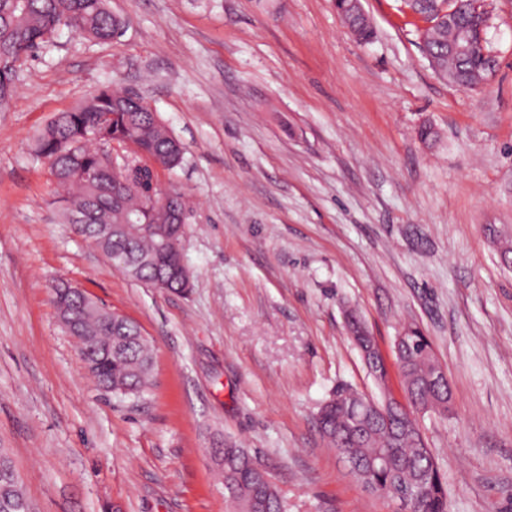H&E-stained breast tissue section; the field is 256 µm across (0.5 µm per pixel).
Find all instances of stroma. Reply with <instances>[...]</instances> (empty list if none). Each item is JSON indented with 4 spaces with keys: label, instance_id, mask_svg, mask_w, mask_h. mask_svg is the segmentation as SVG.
Here are the masks:
<instances>
[{
    "label": "stroma",
    "instance_id": "35a3bbf8",
    "mask_svg": "<svg viewBox=\"0 0 512 512\" xmlns=\"http://www.w3.org/2000/svg\"><path fill=\"white\" fill-rule=\"evenodd\" d=\"M122 37L61 29L0 112V449L31 512H231L216 448L265 465L288 512H394L316 423L380 391L348 337L429 336L447 414L417 413L448 512H512V0H488L486 84L460 88L401 0H110ZM142 96L183 148L161 174L189 211V294L114 267L59 220L38 133L101 86ZM436 131L422 141L420 126ZM64 280L155 353L137 396L98 388L61 325Z\"/></svg>",
    "mask_w": 512,
    "mask_h": 512
}]
</instances>
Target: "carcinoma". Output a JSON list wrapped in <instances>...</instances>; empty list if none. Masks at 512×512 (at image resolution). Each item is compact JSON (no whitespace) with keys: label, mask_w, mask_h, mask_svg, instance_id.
Returning a JSON list of instances; mask_svg holds the SVG:
<instances>
[{"label":"carcinoma","mask_w":512,"mask_h":512,"mask_svg":"<svg viewBox=\"0 0 512 512\" xmlns=\"http://www.w3.org/2000/svg\"><path fill=\"white\" fill-rule=\"evenodd\" d=\"M445 0H407L405 6L432 26L424 29L421 49L438 72L460 87H469L480 74L484 56L448 54V15ZM66 27L95 41L123 35L125 21L112 13L109 0H0V112L14 95L17 64L49 46ZM36 154L65 195L61 216L65 224H81V235L112 256L121 268L126 255L134 266L121 268L132 279L153 288L183 294L186 284L168 266L178 250L163 245L153 231L167 195H180L151 176L170 171L183 161L181 144L157 118L141 96L103 88L80 107L61 112L37 137ZM66 291L72 315L83 329L81 352L94 363L100 387L112 393L137 395L152 381L153 350L140 326L130 318L91 310L86 293L60 282L52 293ZM353 342L368 351L374 372L385 375L374 337L355 320L348 321ZM409 409L448 411V377L439 373L428 337L409 330L394 347ZM362 395L341 390L319 410L321 432L342 458L361 464L354 478L368 491L391 498L408 489L420 490L411 500L412 512H448V496L432 450L426 448L419 426L395 407L366 438L350 428ZM224 454V482L236 512H286V505L270 480L258 479L255 456L239 444L217 449ZM27 503L6 451H0V512H22Z\"/></svg>","instance_id":"1"}]
</instances>
